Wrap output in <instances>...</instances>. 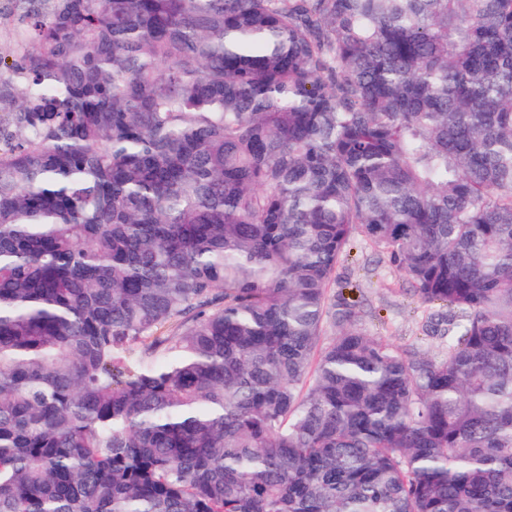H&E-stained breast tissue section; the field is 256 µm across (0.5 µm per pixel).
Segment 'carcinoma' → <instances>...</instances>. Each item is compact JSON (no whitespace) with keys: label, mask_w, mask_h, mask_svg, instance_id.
I'll list each match as a JSON object with an SVG mask.
<instances>
[{"label":"carcinoma","mask_w":512,"mask_h":512,"mask_svg":"<svg viewBox=\"0 0 512 512\" xmlns=\"http://www.w3.org/2000/svg\"><path fill=\"white\" fill-rule=\"evenodd\" d=\"M17 24L0 512H512V0ZM358 239L437 352L330 292Z\"/></svg>","instance_id":"cac0c4a2"}]
</instances>
